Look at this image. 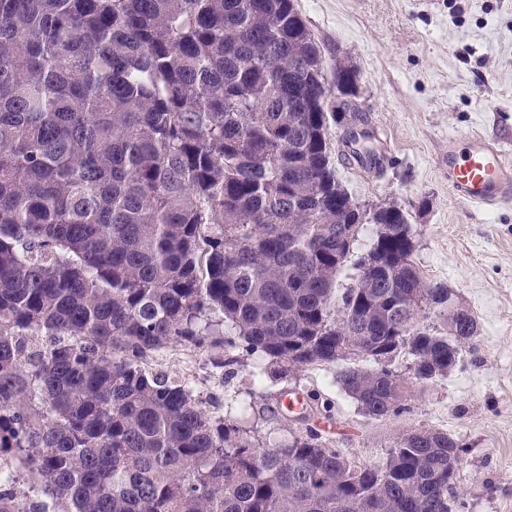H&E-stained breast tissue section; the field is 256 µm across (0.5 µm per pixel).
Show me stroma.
Instances as JSON below:
<instances>
[{
  "label": "stroma",
  "mask_w": 512,
  "mask_h": 512,
  "mask_svg": "<svg viewBox=\"0 0 512 512\" xmlns=\"http://www.w3.org/2000/svg\"><path fill=\"white\" fill-rule=\"evenodd\" d=\"M323 54L357 73V103L373 133L377 164L363 168L340 155L343 131L332 127L333 162L352 197L393 203L408 215L414 265L444 284L473 313L478 331L447 377L410 385L402 412L365 417L336 381L337 364L255 383L248 368L216 373L232 351L175 344L147 357L149 367L190 383L203 405L218 402L227 421L248 408L260 441L274 445L313 430L352 461L377 464L407 431L448 433L463 449L455 491L464 512H512V199L473 207L458 201L441 163L449 138L476 131L512 150V0H294ZM287 390L312 397L309 421L284 415Z\"/></svg>",
  "instance_id": "35a3bbf8"
}]
</instances>
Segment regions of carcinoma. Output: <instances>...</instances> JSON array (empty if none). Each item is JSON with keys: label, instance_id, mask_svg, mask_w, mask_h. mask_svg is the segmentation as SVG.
I'll return each mask as SVG.
<instances>
[{"label": "carcinoma", "instance_id": "obj_1", "mask_svg": "<svg viewBox=\"0 0 512 512\" xmlns=\"http://www.w3.org/2000/svg\"><path fill=\"white\" fill-rule=\"evenodd\" d=\"M343 86L293 0H0V512H452L446 433L354 467L144 366L212 336L284 372L341 362L381 419L394 357L423 382L457 365L474 316L409 260L403 209L369 219L336 177L331 125H365L328 109Z\"/></svg>", "mask_w": 512, "mask_h": 512}]
</instances>
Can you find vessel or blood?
<instances>
[{"mask_svg": "<svg viewBox=\"0 0 512 512\" xmlns=\"http://www.w3.org/2000/svg\"><path fill=\"white\" fill-rule=\"evenodd\" d=\"M448 184L458 200L491 206L512 198V151L472 132L448 140Z\"/></svg>", "mask_w": 512, "mask_h": 512, "instance_id": "vessel-or-blood-1", "label": "vessel or blood"}]
</instances>
